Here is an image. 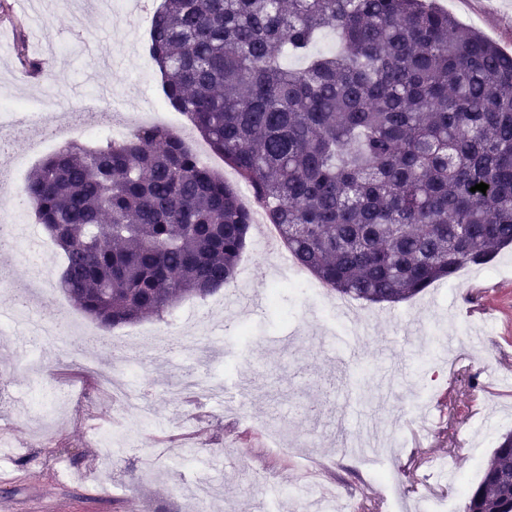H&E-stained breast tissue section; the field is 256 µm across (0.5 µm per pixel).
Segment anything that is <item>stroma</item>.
Masks as SVG:
<instances>
[{
  "label": "stroma",
  "instance_id": "1",
  "mask_svg": "<svg viewBox=\"0 0 512 512\" xmlns=\"http://www.w3.org/2000/svg\"><path fill=\"white\" fill-rule=\"evenodd\" d=\"M124 2L118 13L87 12L76 27L62 0H41V25L29 33L42 66L39 80L21 79L13 51L0 52V98L24 112L58 114L81 110L104 90L131 108L163 100L155 64L130 37L140 20L151 19L153 0ZM450 12L512 54V0H477L470 7L456 0ZM261 238V229L251 226L229 289L185 299L164 319L116 327L94 343L68 333L45 345L22 333L0 340V388L37 398L49 413L21 416L14 405L0 406L12 440L11 447L0 446V502L10 501L15 512H193L182 486L213 456L224 464L212 472L210 512H250L255 500L266 512H296V496L278 498L256 475H294L303 459L326 468L338 496L356 499L361 488L378 483L377 465L344 448L364 420L393 436L386 461L396 484L393 500L411 510L434 498L465 504L501 437L512 432V387L501 379L500 358L512 353V247L410 300L363 304L350 324L337 317L327 295L291 290L277 272L275 250ZM62 269L59 250H52L48 290L29 292L48 325L84 318L57 286ZM30 278L27 258L9 253L0 265V312H20L15 287ZM241 290L259 296V306L215 309L216 301ZM207 309L212 315L204 330L226 337L225 349L170 348L178 323ZM353 325L364 333V355L340 371L336 353ZM143 331L164 336L134 370L133 390L148 397L156 417L149 426L118 418L112 403L88 387L83 366L84 359H99L122 374L126 365L111 358L112 344ZM389 345L399 368L383 375L377 366ZM27 353L38 356L34 369L18 365ZM188 366L198 375L241 381L253 396L243 409L194 416L173 393ZM442 393L455 409L445 431L436 432L415 406ZM81 397L93 403L95 417L76 427L71 412ZM266 427L287 435V449L267 448Z\"/></svg>",
  "mask_w": 512,
  "mask_h": 512
}]
</instances>
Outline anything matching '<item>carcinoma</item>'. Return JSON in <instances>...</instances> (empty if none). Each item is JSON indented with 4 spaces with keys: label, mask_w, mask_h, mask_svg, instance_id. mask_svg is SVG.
Segmentation results:
<instances>
[{
    "label": "carcinoma",
    "mask_w": 512,
    "mask_h": 512,
    "mask_svg": "<svg viewBox=\"0 0 512 512\" xmlns=\"http://www.w3.org/2000/svg\"><path fill=\"white\" fill-rule=\"evenodd\" d=\"M327 31L338 48L313 52ZM149 55L170 105L339 296L405 301L512 245V56L434 0H161ZM25 195L63 252L59 288L103 331L234 282L252 224L155 125L66 146ZM464 512H512V433Z\"/></svg>",
    "instance_id": "obj_1"
}]
</instances>
